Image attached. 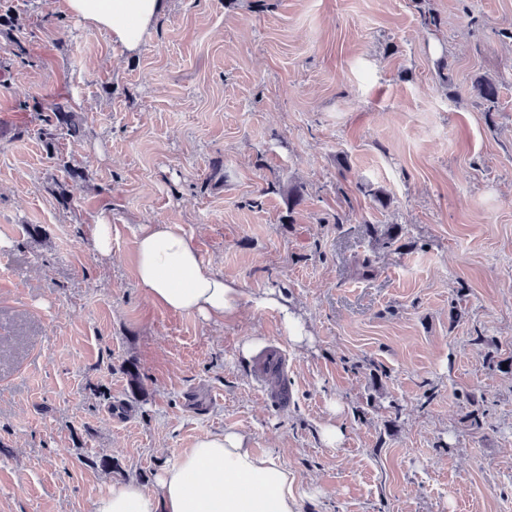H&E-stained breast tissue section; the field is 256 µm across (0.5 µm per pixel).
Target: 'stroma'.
I'll list each match as a JSON object with an SVG mask.
<instances>
[{"mask_svg": "<svg viewBox=\"0 0 512 512\" xmlns=\"http://www.w3.org/2000/svg\"><path fill=\"white\" fill-rule=\"evenodd\" d=\"M62 2L7 0L0 30V512L152 492L229 429L279 453L301 512H512V0H168L134 54ZM480 74L496 112L472 93ZM61 98L84 135L49 146L34 113ZM62 159L89 174L63 197ZM217 160L224 180L205 183ZM366 222L401 225L400 248ZM145 223L180 225L239 286L235 318L144 296ZM272 289L305 343L257 307ZM251 338L285 354L288 406L261 399L275 387L241 354ZM473 92L483 105H486V112H493L496 109L499 90L497 84L488 77L479 76L472 83Z\"/></svg>", "mask_w": 512, "mask_h": 512, "instance_id": "1", "label": "stroma"}]
</instances>
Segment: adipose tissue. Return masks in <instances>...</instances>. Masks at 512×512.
<instances>
[{
  "label": "adipose tissue",
  "instance_id": "1",
  "mask_svg": "<svg viewBox=\"0 0 512 512\" xmlns=\"http://www.w3.org/2000/svg\"><path fill=\"white\" fill-rule=\"evenodd\" d=\"M65 10L92 32L137 52L167 0H64ZM137 283L156 304L208 321L237 315L242 292L204 265L176 224H144L137 237ZM94 512H300L295 478L276 453H255L244 434L199 437L159 474L145 494L134 483L113 485Z\"/></svg>",
  "mask_w": 512,
  "mask_h": 512
}]
</instances>
